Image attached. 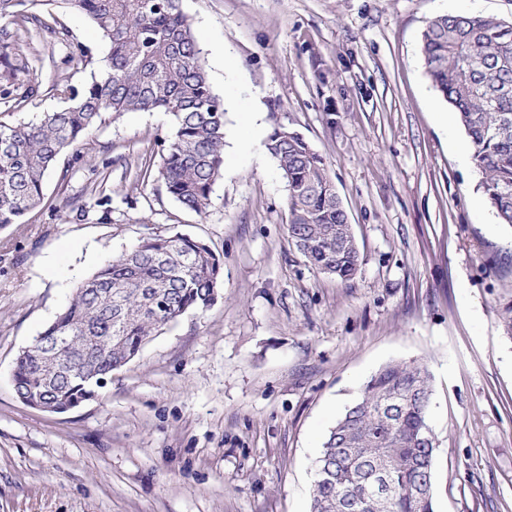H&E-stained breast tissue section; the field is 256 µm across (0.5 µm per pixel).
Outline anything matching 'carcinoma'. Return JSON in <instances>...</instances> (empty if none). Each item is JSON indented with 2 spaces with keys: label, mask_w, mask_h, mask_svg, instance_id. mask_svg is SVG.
Here are the masks:
<instances>
[{
  "label": "carcinoma",
  "mask_w": 512,
  "mask_h": 512,
  "mask_svg": "<svg viewBox=\"0 0 512 512\" xmlns=\"http://www.w3.org/2000/svg\"><path fill=\"white\" fill-rule=\"evenodd\" d=\"M44 0H0V40L39 21ZM107 42L99 76L68 105L39 121L0 119V228L44 201L46 176L111 112H169L160 177L185 209L206 213L224 166V99L212 89L181 0H62ZM426 74L457 113L502 224L512 225V23L476 13L443 14L422 33ZM268 154L288 187V238L321 273L350 279L361 263L355 236L325 160L302 135L279 125ZM224 262L185 234L142 240L74 289L55 319L15 358L17 397L66 412L98 396L112 371L149 337L219 296ZM67 338L57 351L53 342ZM430 380L415 362H394L366 382L330 430L317 460L311 512H434L435 449L428 425Z\"/></svg>",
  "instance_id": "1"
}]
</instances>
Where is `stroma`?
I'll list each match as a JSON object with an SVG mask.
<instances>
[{"mask_svg":"<svg viewBox=\"0 0 512 512\" xmlns=\"http://www.w3.org/2000/svg\"><path fill=\"white\" fill-rule=\"evenodd\" d=\"M227 113L224 176L205 215L159 171L165 112L105 115L0 229V512H310L316 461L362 384L388 363L430 375L434 512H512V227L481 188L466 134L426 75L438 15L512 21V0H182ZM0 44V112L64 107L107 45L81 13ZM87 56L72 55L73 45ZM35 86L29 103L4 99ZM279 125L321 154L361 253L351 279L311 267L286 232ZM90 202L88 212L70 206ZM186 234L224 260L215 304L151 337L65 414L22 403L19 350L76 286L142 239Z\"/></svg>","mask_w":512,"mask_h":512,"instance_id":"1","label":"stroma"}]
</instances>
